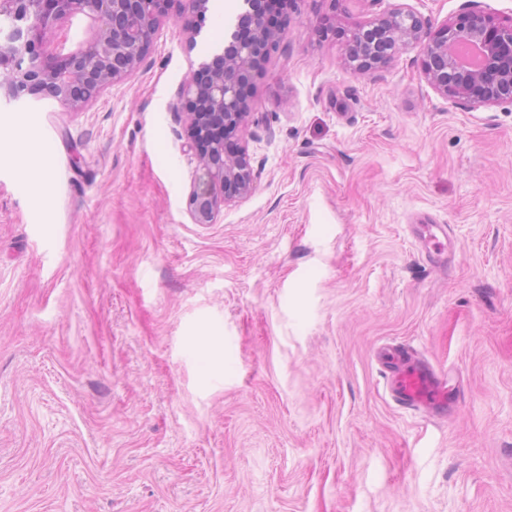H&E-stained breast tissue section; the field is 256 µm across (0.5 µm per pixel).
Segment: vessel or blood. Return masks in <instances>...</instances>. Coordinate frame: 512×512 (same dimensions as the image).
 <instances>
[{"instance_id": "1", "label": "vessel or blood", "mask_w": 512, "mask_h": 512, "mask_svg": "<svg viewBox=\"0 0 512 512\" xmlns=\"http://www.w3.org/2000/svg\"><path fill=\"white\" fill-rule=\"evenodd\" d=\"M412 233L426 262L437 269L447 268V225L416 224ZM375 357L385 374L386 391L398 408L444 421L456 413L458 401L448 391L446 375L411 345L386 343L377 348Z\"/></svg>"}]
</instances>
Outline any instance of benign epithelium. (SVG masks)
I'll return each mask as SVG.
<instances>
[{
  "instance_id": "7a95c632",
  "label": "benign epithelium",
  "mask_w": 512,
  "mask_h": 512,
  "mask_svg": "<svg viewBox=\"0 0 512 512\" xmlns=\"http://www.w3.org/2000/svg\"><path fill=\"white\" fill-rule=\"evenodd\" d=\"M174 0H0V14L26 22L24 34L0 50V96L17 101L27 95H44L69 111L85 106L90 98L134 74L144 61L160 21L170 15ZM188 40L199 33L196 18L205 15L208 0H180ZM265 0H244L246 10L224 43L222 52L203 67L206 80L193 71L170 111L184 120L192 137L199 135L213 116L240 128L249 116V101L242 88L256 79L260 66L276 46L278 33L268 28ZM81 14L89 21L93 37L65 55L49 56L43 47L56 36L57 23ZM425 21L412 11L396 8L372 23L376 39L403 47L419 43ZM466 41L480 43L484 63L477 70L460 67L452 49ZM425 71L442 95L463 103L486 105L512 102V22H497L490 15L468 8L455 20L441 25L422 44ZM349 52L362 57L359 69L385 67L392 55L375 47L351 42ZM255 173L248 150L238 143L235 153L224 154L215 141L198 154V170L188 195V213L196 224H210L233 198L252 191Z\"/></svg>"
}]
</instances>
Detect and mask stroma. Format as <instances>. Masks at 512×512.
<instances>
[{"mask_svg":"<svg viewBox=\"0 0 512 512\" xmlns=\"http://www.w3.org/2000/svg\"><path fill=\"white\" fill-rule=\"evenodd\" d=\"M469 4L512 21L296 0L250 97L253 190L210 224L169 105L239 0L192 46L172 7L80 111L0 99V512H512V104L439 94L417 45L348 61L392 9L428 38ZM418 223L449 226L447 271ZM390 340L447 373L450 421L389 399ZM360 55L361 63L358 65L360 70L370 71L385 67L392 61V54L378 52L371 44L367 47L358 40H353L349 47V54Z\"/></svg>","mask_w":512,"mask_h":512,"instance_id":"obj_1","label":"stroma"}]
</instances>
